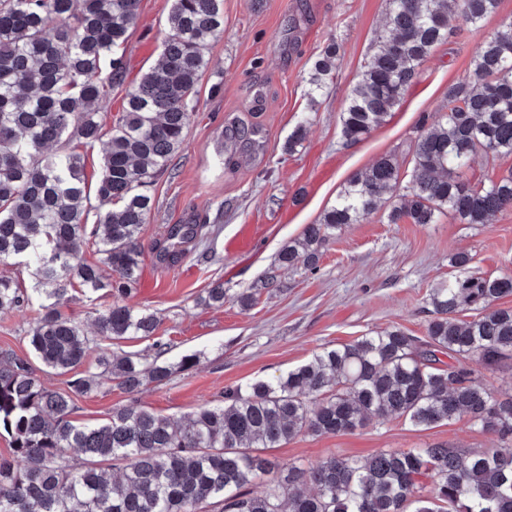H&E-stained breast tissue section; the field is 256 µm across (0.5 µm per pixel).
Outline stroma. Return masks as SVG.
Wrapping results in <instances>:
<instances>
[{
	"mask_svg": "<svg viewBox=\"0 0 512 512\" xmlns=\"http://www.w3.org/2000/svg\"><path fill=\"white\" fill-rule=\"evenodd\" d=\"M171 5L140 0L126 42L114 51L124 73L112 87V104L101 110L104 124H112L120 99L156 64ZM223 8L224 30L207 50L185 140L149 188L142 277L129 300L156 316L159 334L172 345L160 354L149 338L104 344L108 353L135 352L175 371L134 394L102 380L91 395L75 397L76 423H103L113 409L132 403L188 417L203 404L223 403L227 390L287 373L322 348L392 326L424 336L429 293L439 281L512 275V211L491 224H391L383 206L331 239L316 270L285 268L274 287L264 285L279 251L319 221L353 175L384 155L395 156L409 174L422 119L437 116L449 84L470 74L481 32L512 21V0H499L481 32L464 30L440 45L385 123L355 145L341 136V114L386 31L388 0H224ZM332 42L340 46L335 68L323 94L309 102L313 65ZM306 112L305 137L289 147ZM171 224L209 228L176 263L158 258ZM460 250L473 257L463 270L448 261ZM218 284L223 307L199 304ZM249 288L258 295L246 308L239 297ZM32 318L27 308L0 313V354L28 356ZM186 355L194 364L183 369ZM439 443L493 448L497 439L464 421L418 429L390 419L335 436L304 434L265 454L309 466L331 455L366 458Z\"/></svg>",
	"mask_w": 512,
	"mask_h": 512,
	"instance_id": "stroma-1",
	"label": "stroma"
}]
</instances>
